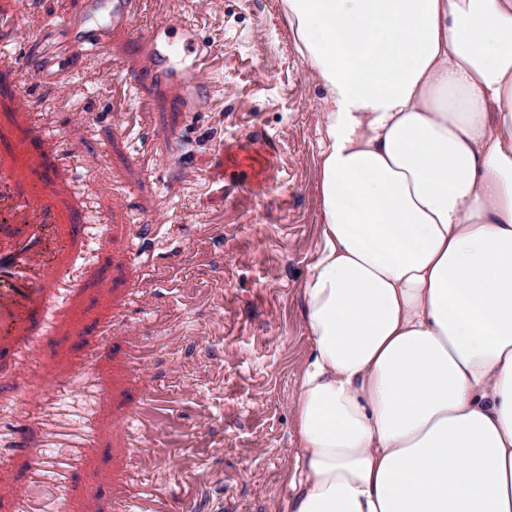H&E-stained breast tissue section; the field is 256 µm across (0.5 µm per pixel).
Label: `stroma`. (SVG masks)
Masks as SVG:
<instances>
[{"mask_svg":"<svg viewBox=\"0 0 512 512\" xmlns=\"http://www.w3.org/2000/svg\"><path fill=\"white\" fill-rule=\"evenodd\" d=\"M75 0H0L29 34L68 14ZM178 16L216 55L213 103L185 111L172 90L136 96L121 77L101 79L93 55L70 82L46 88L0 65V162L30 137L16 92L43 98L51 165L55 130L72 109L73 161L46 186L49 201L105 226L68 241L58 265L75 286L36 355L39 377L16 392L9 341L0 340V512L23 499L70 512H137L147 492L165 512H291L292 400L310 348L301 288L320 245L319 143L323 90L294 46L282 0H145L111 48ZM166 223L148 234L147 219ZM111 323L112 341L96 330ZM152 352L145 368L131 344ZM89 389L81 420L94 445L63 487L33 477L37 451L54 452L43 400L71 402ZM151 420L136 417L146 399Z\"/></svg>","mask_w":512,"mask_h":512,"instance_id":"1","label":"stroma"}]
</instances>
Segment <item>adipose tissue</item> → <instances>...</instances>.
Segmentation results:
<instances>
[{
    "instance_id": "obj_1",
    "label": "adipose tissue",
    "mask_w": 512,
    "mask_h": 512,
    "mask_svg": "<svg viewBox=\"0 0 512 512\" xmlns=\"http://www.w3.org/2000/svg\"><path fill=\"white\" fill-rule=\"evenodd\" d=\"M322 86L292 512H512V0H283Z\"/></svg>"
}]
</instances>
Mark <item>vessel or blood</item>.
<instances>
[{"label":"vessel or blood","mask_w":512,"mask_h":512,"mask_svg":"<svg viewBox=\"0 0 512 512\" xmlns=\"http://www.w3.org/2000/svg\"><path fill=\"white\" fill-rule=\"evenodd\" d=\"M144 0H81L78 9L60 18L45 32L23 36L16 19L0 15V45L23 42L24 53L9 57L11 66H32L38 79L53 85L69 82L74 69L75 51L95 53L99 75L110 78L119 71L116 57L109 52V39L116 29L130 27L142 9ZM169 27L190 36V65L175 69L154 35L137 40L135 49L143 55L146 69L156 80L180 86L187 103L201 108L212 100L213 87L208 72L212 47L195 26L185 19H172ZM85 237L87 226L80 210L62 215L48 204L42 183H21L15 163H0V336H19L15 361L21 371L31 370L38 349L37 335L47 329L45 319L34 318L37 308L59 299L68 292V273L57 270L53 257L61 228Z\"/></svg>","instance_id":"obj_1"}]
</instances>
